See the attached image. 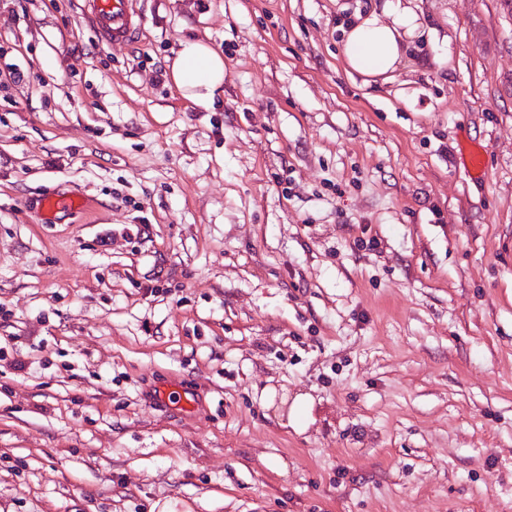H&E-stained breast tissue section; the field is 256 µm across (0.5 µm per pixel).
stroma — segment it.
Returning a JSON list of instances; mask_svg holds the SVG:
<instances>
[{
	"label": "stroma",
	"mask_w": 512,
	"mask_h": 512,
	"mask_svg": "<svg viewBox=\"0 0 512 512\" xmlns=\"http://www.w3.org/2000/svg\"><path fill=\"white\" fill-rule=\"evenodd\" d=\"M383 2L0 0V512H512V0L368 82ZM84 18L102 41L116 45L130 40L138 29L133 0H85ZM170 76L183 96L198 107L209 109L224 97V57L205 42L182 41ZM485 156L486 149L482 146L468 149L465 153H461L460 161L466 173L474 179L483 178L485 172ZM38 206L50 215L68 214L75 210L91 211L93 209L91 200L73 197L65 193L43 196L38 200Z\"/></svg>",
	"instance_id": "1"
}]
</instances>
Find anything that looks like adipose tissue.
I'll return each instance as SVG.
<instances>
[{
	"label": "adipose tissue",
	"instance_id": "1",
	"mask_svg": "<svg viewBox=\"0 0 512 512\" xmlns=\"http://www.w3.org/2000/svg\"><path fill=\"white\" fill-rule=\"evenodd\" d=\"M422 27L411 5L385 0L381 11L346 30L343 54L349 70L371 78L395 70L405 52V37L420 35ZM170 76L184 97L198 107L211 108L224 95V58L205 42L182 41Z\"/></svg>",
	"mask_w": 512,
	"mask_h": 512
}]
</instances>
